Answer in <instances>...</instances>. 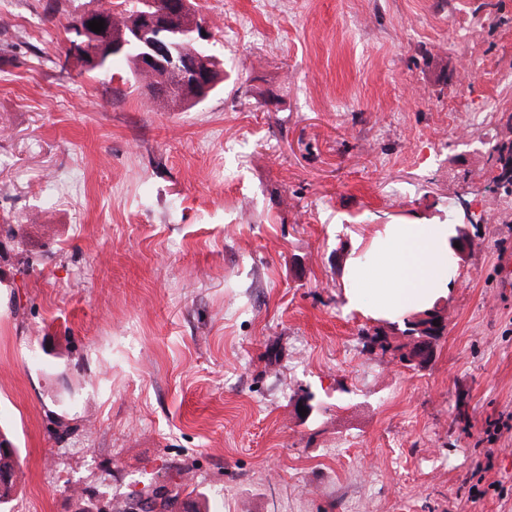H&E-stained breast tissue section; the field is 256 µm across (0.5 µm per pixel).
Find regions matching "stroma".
Returning a JSON list of instances; mask_svg holds the SVG:
<instances>
[{
	"mask_svg": "<svg viewBox=\"0 0 512 512\" xmlns=\"http://www.w3.org/2000/svg\"><path fill=\"white\" fill-rule=\"evenodd\" d=\"M194 2L224 75L171 111L69 56L98 0H0L13 512L105 469L212 512H512V0ZM465 210L431 362L366 348L352 251Z\"/></svg>",
	"mask_w": 512,
	"mask_h": 512,
	"instance_id": "1",
	"label": "stroma"
}]
</instances>
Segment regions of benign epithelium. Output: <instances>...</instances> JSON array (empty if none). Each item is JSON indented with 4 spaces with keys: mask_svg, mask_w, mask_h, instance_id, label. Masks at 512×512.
<instances>
[{
    "mask_svg": "<svg viewBox=\"0 0 512 512\" xmlns=\"http://www.w3.org/2000/svg\"><path fill=\"white\" fill-rule=\"evenodd\" d=\"M144 10L129 19L126 26L112 34V49H121L127 40L134 39L144 47L139 58V65L161 67L175 75L182 92V99L199 102L206 98L219 79L212 59L197 57L194 62L182 65L175 59L173 50L178 41L188 37L195 42H210L213 32L205 25L185 26L179 16L183 13L184 0H144ZM92 14L85 13L77 23L79 37L93 43L99 42L103 33H96L88 28ZM417 334L409 337L403 354L404 362L409 367L426 365L433 354L434 334L438 328L446 325L443 313L435 309L429 314L415 318ZM115 500L100 493L95 484L86 487V492L79 502L81 512H112ZM126 512H183L182 504L167 497L128 498L123 503Z\"/></svg>",
    "mask_w": 512,
    "mask_h": 512,
    "instance_id": "7a95c632",
    "label": "benign epithelium"
}]
</instances>
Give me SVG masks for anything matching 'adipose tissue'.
<instances>
[{
    "instance_id": "adipose-tissue-1",
    "label": "adipose tissue",
    "mask_w": 512,
    "mask_h": 512,
    "mask_svg": "<svg viewBox=\"0 0 512 512\" xmlns=\"http://www.w3.org/2000/svg\"><path fill=\"white\" fill-rule=\"evenodd\" d=\"M450 224H389L372 245V264L351 259L345 275L348 307L376 319L429 308L451 288Z\"/></svg>"
}]
</instances>
